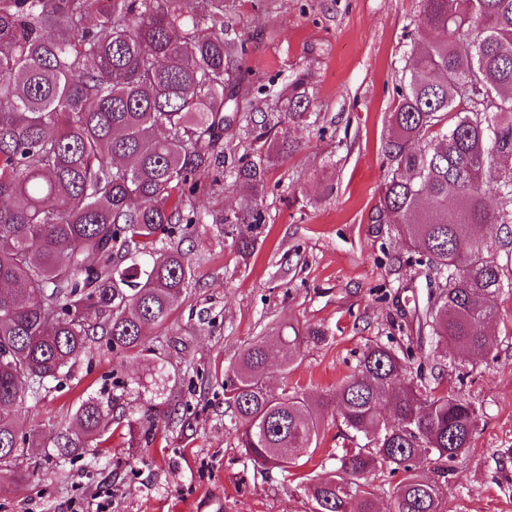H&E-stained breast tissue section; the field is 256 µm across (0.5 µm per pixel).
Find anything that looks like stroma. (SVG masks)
Wrapping results in <instances>:
<instances>
[{
    "label": "stroma",
    "instance_id": "1",
    "mask_svg": "<svg viewBox=\"0 0 512 512\" xmlns=\"http://www.w3.org/2000/svg\"><path fill=\"white\" fill-rule=\"evenodd\" d=\"M418 12L419 0H236L224 23L251 42V81L282 88L307 74L317 121L289 126L290 151L269 164L251 256L217 222L247 188L215 187L198 200L208 223L182 243L195 277L167 323L133 351L95 338L27 402L21 414L40 445L20 474L0 479V512H313L304 485L336 469L351 445L345 426L325 414L307 463L257 471L231 429L224 382L248 343L290 326H320L327 338L288 371L275 352L266 377L275 392L330 394L369 344L418 350L412 300L427 271L389 225L371 221ZM504 272L490 352L449 350L434 372L478 411L471 446L445 478L435 461L417 465L446 512H512V262ZM89 398L112 404L103 435L58 460L50 443L77 432L74 413Z\"/></svg>",
    "mask_w": 512,
    "mask_h": 512
}]
</instances>
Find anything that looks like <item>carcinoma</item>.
I'll return each mask as SVG.
<instances>
[{
	"instance_id": "cac0c4a2",
	"label": "carcinoma",
	"mask_w": 512,
	"mask_h": 512,
	"mask_svg": "<svg viewBox=\"0 0 512 512\" xmlns=\"http://www.w3.org/2000/svg\"><path fill=\"white\" fill-rule=\"evenodd\" d=\"M230 0H0V474L31 448L18 411L75 362L94 336L138 348L163 326L194 277L187 255L157 246L204 221L198 198L226 178L250 198L221 224L240 255L255 249L265 218L266 164L291 148L279 127L312 116L308 80L249 111L246 40L224 28ZM417 40L397 87L385 142L386 171L372 221L391 224L422 256L437 285L422 310L438 344L489 348L492 298L512 247V0H420ZM249 149L226 158L224 134ZM492 189L496 205L488 202ZM321 327L279 337L290 367ZM268 342L241 351L224 403L253 465L283 471L315 452L331 408L374 448H350L338 473L307 489L314 512H377L357 481L402 473L391 512H443L437 473L465 453L474 406L411 376L392 346H367L355 371L315 402L265 385ZM110 405L75 411L100 435Z\"/></svg>"
}]
</instances>
